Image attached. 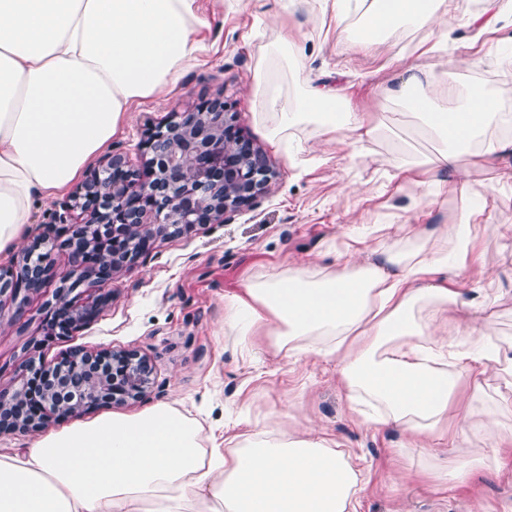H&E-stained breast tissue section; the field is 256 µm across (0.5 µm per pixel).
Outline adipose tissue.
<instances>
[{
  "label": "adipose tissue",
  "mask_w": 512,
  "mask_h": 512,
  "mask_svg": "<svg viewBox=\"0 0 512 512\" xmlns=\"http://www.w3.org/2000/svg\"><path fill=\"white\" fill-rule=\"evenodd\" d=\"M356 7L366 45L409 27L436 41L448 23V0ZM207 27L198 0H0V254L29 234L35 200L65 191L134 105L179 81ZM257 88L272 140L305 116L344 132L355 151L379 133L367 113L337 112L330 89L306 88L289 104L263 71ZM391 95L439 143L433 158L402 172L455 173L454 223L341 271L254 280L230 301L224 324L247 342L269 330L279 348L337 358L350 403H374V423L406 433L419 454L433 439H478L480 448L445 472L463 486L512 456V428L484 421L487 376L512 391V341L494 338L491 299L463 279L477 211L459 158L470 149L496 167L512 155V136L488 135L501 119L495 98L458 97L432 70L405 69ZM367 483L351 453L305 433L255 432L204 448L199 425L167 403L75 422L20 456L0 453V512H359Z\"/></svg>",
  "instance_id": "adipose-tissue-1"
}]
</instances>
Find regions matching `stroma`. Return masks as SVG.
Returning a JSON list of instances; mask_svg holds the SVG:
<instances>
[{"instance_id": "stroma-1", "label": "stroma", "mask_w": 512, "mask_h": 512, "mask_svg": "<svg viewBox=\"0 0 512 512\" xmlns=\"http://www.w3.org/2000/svg\"><path fill=\"white\" fill-rule=\"evenodd\" d=\"M331 2L200 0L209 21L204 51L176 85L135 106L110 148L143 168L140 142L150 129L172 109L221 96L271 160L276 176L268 194L230 223L199 224L157 239L147 254L113 274L110 297L79 331L50 334L51 284L28 295L21 323L13 321L12 304L1 306L0 385L14 386L30 359L52 363L77 348L133 349L150 356L157 371L153 387L123 405V412L172 404L200 420L208 448L248 431L329 435L362 458L369 482L361 512H512V470L478 474L457 489L441 477L445 462L464 461L479 440L460 448L434 444L431 470L418 471L417 453L404 434L350 415L335 361L277 350L268 336L257 337L249 349L224 328L228 303L253 278L299 268L332 270L347 258L364 261L451 222L461 206L449 189L451 176L439 172L422 182L398 176L407 159L437 149L418 136V119L389 97L407 65L447 75L464 92L491 93L500 108L512 106V16L503 15L494 32L481 37L466 24L472 15L496 10L495 0H448L447 49L435 54L419 52L423 34L410 28L361 47L354 37L356 16L337 21ZM283 33L303 62L299 69L271 62L269 73L283 97L327 83L381 124L380 135L358 155L311 119L291 127L283 144L271 142L259 117L257 47ZM461 163L470 168L485 205L473 226L476 260L467 285L494 296L490 329L512 341V180L476 168L469 153H462Z\"/></svg>"}]
</instances>
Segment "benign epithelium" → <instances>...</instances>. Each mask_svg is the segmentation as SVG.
Here are the masks:
<instances>
[{
  "label": "benign epithelium",
  "instance_id": "1",
  "mask_svg": "<svg viewBox=\"0 0 512 512\" xmlns=\"http://www.w3.org/2000/svg\"><path fill=\"white\" fill-rule=\"evenodd\" d=\"M148 175L131 169L121 152L106 155L73 197L74 228L59 246L70 269L56 272L51 250L24 249L11 269H0V303L25 313L22 293L59 279L52 303L54 328L63 333L87 325L110 295L114 271L150 250L160 237L195 224H227L254 206L272 181L270 161L245 135L232 105L221 97L188 111L172 110L144 142ZM97 296L81 302V285ZM155 366L135 350L76 349L52 365H26L13 391L0 388V431L37 433L56 419L103 404L124 405L153 385Z\"/></svg>",
  "mask_w": 512,
  "mask_h": 512
}]
</instances>
